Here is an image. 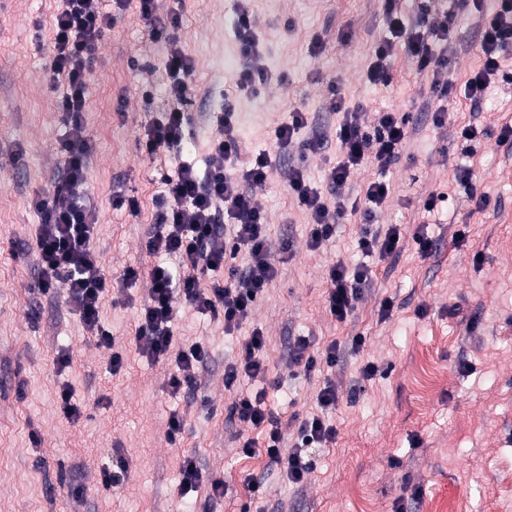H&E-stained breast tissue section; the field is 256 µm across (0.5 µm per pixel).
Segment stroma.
I'll return each mask as SVG.
<instances>
[{"instance_id": "1", "label": "stroma", "mask_w": 512, "mask_h": 512, "mask_svg": "<svg viewBox=\"0 0 512 512\" xmlns=\"http://www.w3.org/2000/svg\"><path fill=\"white\" fill-rule=\"evenodd\" d=\"M240 0H162L160 15L180 13L178 47L194 62L186 111L191 119L177 151L149 157L140 145L144 126L167 104L170 76L164 44L153 40L135 8L119 15L103 35L88 86L85 121L94 150L87 163L88 196L99 216L93 241L102 266L119 277L130 264L150 265L144 241L155 222L160 177L181 164L199 176L211 167V112L234 107L236 130L247 150L270 153L274 170L255 194L268 219L273 254L292 243L293 255L266 288L247 322L226 334L224 322L190 308L173 323L176 338L201 340L210 357L189 390L170 395L172 363L139 353L136 334L150 284L141 281L109 293L100 320L114 338L98 345L66 302L38 289L32 252L41 216L30 206L47 195L63 172L58 153L68 134L58 93L50 83L54 20L60 0H0V512H426L429 502L464 499L468 512H512V144H500L512 125V85L492 83L481 105L462 89L481 63L477 14L456 11L449 42L455 91L440 98L404 50L390 60L393 79L367 80L373 45L386 33L381 0H249L262 42L260 64L270 79L259 94L237 87L245 60L234 33ZM324 48L312 55L314 38ZM349 105L392 110L408 119L411 136L386 172L391 195L375 224L425 227L435 242L429 256L406 243L386 260L357 248L362 212L346 214L333 235L309 248L305 213L286 189L288 170L303 167L324 184L339 155L338 114L322 109L328 84ZM325 133L313 154L301 130L288 148L272 140L293 108ZM443 111L436 128L431 114ZM479 123L492 135L477 144L468 163L473 193L454 181L462 145L456 131ZM434 192L448 199L434 212L423 202ZM136 199L137 212L116 209L115 196ZM489 197L476 210L473 196ZM463 241H456L457 231ZM367 262L374 270L356 309L340 323L326 308V273L336 262ZM391 301L381 317L383 301ZM266 339L265 378L224 386V368L253 329ZM356 335L359 351L347 348ZM311 351L343 343L336 367L305 373L294 363L298 338ZM120 352V372L110 370ZM69 362L59 366L60 353ZM377 373L361 374L366 364ZM437 374L430 395L422 368ZM332 384L339 396L328 416L336 440L314 449L307 481L289 484L264 452L244 456L242 438L262 442L259 430L229 421L238 390H265L287 443L303 420L318 413L316 395ZM70 387L81 415L67 419L58 394ZM183 418L176 440L167 436L171 412ZM194 456L222 479L224 496L207 503L205 489L180 497V465ZM128 461L119 489L101 484V472ZM264 485L251 497L250 481Z\"/></svg>"}]
</instances>
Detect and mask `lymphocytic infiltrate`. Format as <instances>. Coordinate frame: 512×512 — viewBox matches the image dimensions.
<instances>
[{"instance_id":"f902f5d3","label":"lymphocytic infiltrate","mask_w":512,"mask_h":512,"mask_svg":"<svg viewBox=\"0 0 512 512\" xmlns=\"http://www.w3.org/2000/svg\"><path fill=\"white\" fill-rule=\"evenodd\" d=\"M136 3L140 19L150 26L155 41L168 47L165 66L173 80L167 89L168 106L159 119L146 127L142 149L156 156L178 146L184 137L183 104L191 95L190 77L194 64L177 47L171 30L177 29L179 14L168 15L166 25H158L159 0H114L118 10ZM481 19V66L464 87V95L481 103L492 78L508 81L504 62L512 52V0H496L486 8L483 0H471ZM387 34L373 50L374 61L367 71L369 82L386 86L392 81L388 60L396 45H403L408 58L421 72L430 74L433 93L445 97L454 88L448 75V30L454 21L451 13L438 10L435 0H422L419 18H409L401 0H384ZM431 25H424V17ZM114 22L112 14L102 12L98 0H62L54 22V58L52 80L60 90L58 108L65 115L69 134L60 144L63 175L54 182L48 197H37L33 208L42 216L35 234L39 255V288L55 295L58 286H66V302L78 315L84 329L98 344L112 346L111 333L100 322V304L112 288H130L141 276L150 278L148 303L144 304L141 325L136 336L139 352L152 359L173 358L175 370L168 379L171 393H179L191 383L194 367L209 356L208 346L200 341L176 345L172 324L179 306L223 319L225 333H233L251 315L256 299L279 275L280 261L267 245V217L251 189L266 183L272 171V158L262 151L244 155L231 122L232 105L212 116L215 135L210 142L212 169L207 179H199L190 165H181L174 175L164 177L157 197V224L145 248L156 263L150 271L128 266L118 279H111L92 245L98 231V215L87 201L86 165L93 145L85 123L87 90L92 60L106 29ZM236 36L246 60L239 73L242 89L265 84L266 70L257 65L258 42L247 8L237 13ZM325 111L341 114L336 128L339 157L329 167L325 180L333 192L325 197L312 184L303 168L288 170V190L307 214L311 228L308 245L317 248L327 240L336 220L356 211L357 205L343 194L342 188L365 164H373L379 176L365 188L368 208L365 219H373L391 193L381 175L398 160L410 136L408 122L398 113L377 112L373 123L363 120V106H348L336 85H329L322 101ZM401 225L391 224L378 231L363 227L358 241L365 255L386 259L399 254L405 245ZM244 256V268L227 266L226 261ZM227 270L224 280L202 286L200 273ZM372 269L363 263L337 262L327 272L329 288L326 306L337 321L351 316L363 286L371 282ZM266 339L261 329L239 340L231 363L224 369V385L231 388L240 379L264 377ZM265 391L238 393L229 408L239 422L265 432L264 451L289 483L307 480L311 462L307 452L333 442L337 429L327 416L338 397L332 385H324L317 394L318 414L305 419L291 449H284V436L277 417L269 410Z\"/></svg>"}]
</instances>
